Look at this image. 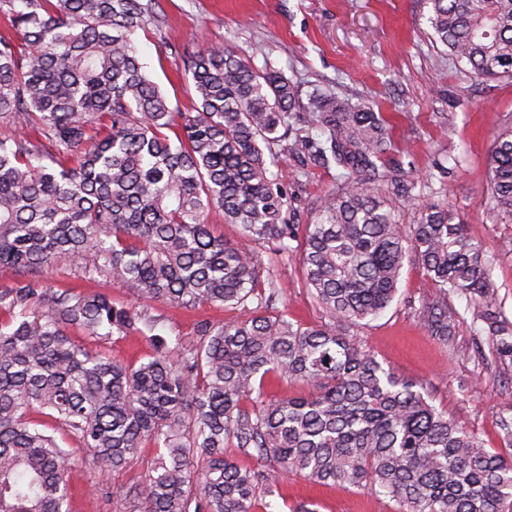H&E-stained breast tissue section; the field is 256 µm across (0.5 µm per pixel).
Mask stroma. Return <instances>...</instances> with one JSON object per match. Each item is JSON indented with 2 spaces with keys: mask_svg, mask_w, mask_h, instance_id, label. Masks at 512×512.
I'll return each instance as SVG.
<instances>
[{
  "mask_svg": "<svg viewBox=\"0 0 512 512\" xmlns=\"http://www.w3.org/2000/svg\"><path fill=\"white\" fill-rule=\"evenodd\" d=\"M161 7V23L138 32L135 45L178 111L194 105L185 54L211 45L231 47L256 66H273L302 93L327 88L375 103L394 142L386 167L403 165L425 196L451 205L468 236L492 253V284L512 321V220L488 204L494 139L512 128V81L476 80L456 67L445 48L433 46L426 0H161ZM454 156L459 165L439 173L436 161ZM337 175L336 168L308 155L282 152L278 179L288 191L292 223L312 222ZM264 261L281 288L280 310L311 326L329 323L296 265L280 264L270 252ZM50 283L103 293L119 306L133 301L128 288L89 276L84 265L64 259L56 262ZM437 297L418 264L407 262L395 300L355 334L383 365L423 384L433 404L486 448L503 451L497 421L512 412V364L501 361L465 298L453 300L462 315L453 343L431 336L416 315ZM157 309L165 317L160 334L186 339L194 337L198 321L221 323L235 316L217 304L186 310L161 303ZM153 457V448L143 449L137 463L118 476L86 471L71 512H128L121 489L139 481ZM284 502L311 512H397L395 502L371 492L316 486L298 477L279 486L273 503Z\"/></svg>",
  "mask_w": 512,
  "mask_h": 512,
  "instance_id": "1",
  "label": "stroma"
}]
</instances>
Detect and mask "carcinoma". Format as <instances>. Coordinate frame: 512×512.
Here are the masks:
<instances>
[{"instance_id": "1", "label": "carcinoma", "mask_w": 512, "mask_h": 512, "mask_svg": "<svg viewBox=\"0 0 512 512\" xmlns=\"http://www.w3.org/2000/svg\"><path fill=\"white\" fill-rule=\"evenodd\" d=\"M427 4L434 43L463 71L512 78V0ZM157 7L0 0L15 30L0 37V122L23 130L0 139V266L16 271L0 284V512H70L78 471L120 472L148 445L156 457L124 490L129 512H255L286 474L383 495L398 512H512V452L485 448L347 332L390 306L410 259L439 293L417 321L442 343L461 318L452 296L476 318L502 316L484 245L428 197L416 223H399L389 195L414 182L385 168L391 135L363 100L313 93L297 112L281 71L209 46L185 62L193 111H174L134 44L160 22ZM291 134L340 170L311 224L289 223L270 171ZM490 166L492 209L512 218V130ZM213 210L251 246L214 235ZM269 248L300 267L331 323L306 327L277 309ZM90 254L89 275L130 288L132 304L50 286L58 259ZM156 303L239 316L170 338L154 333ZM74 331L143 336L154 354L118 361ZM489 332L512 361L504 320ZM271 378L313 392L273 398ZM33 414L76 439L82 462Z\"/></svg>"}]
</instances>
